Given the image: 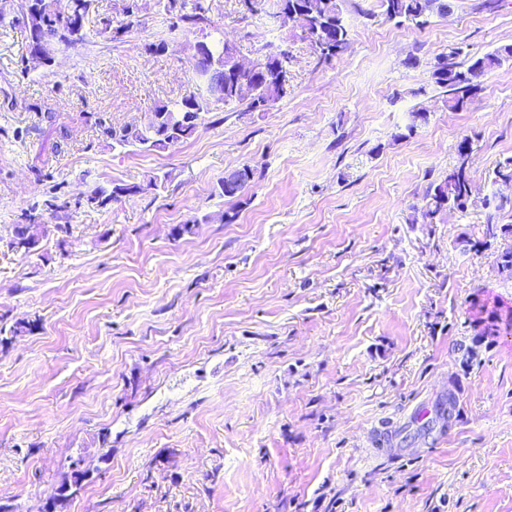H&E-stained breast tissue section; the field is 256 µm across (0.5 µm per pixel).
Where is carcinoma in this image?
Returning a JSON list of instances; mask_svg holds the SVG:
<instances>
[{"instance_id": "cac0c4a2", "label": "carcinoma", "mask_w": 512, "mask_h": 512, "mask_svg": "<svg viewBox=\"0 0 512 512\" xmlns=\"http://www.w3.org/2000/svg\"><path fill=\"white\" fill-rule=\"evenodd\" d=\"M59 0H14L13 20L22 24L26 34V54L22 58L23 71L48 70L55 66L60 47H75L87 41L86 27L90 14L95 12L96 0H73L69 13L58 10ZM344 0H283V17L280 24L293 22L300 30V38L315 46L318 61L330 62L344 53L350 44L349 31L343 16ZM157 11L164 16L167 31L204 30L212 26L210 0H155ZM384 15L389 20H411L417 26L428 23L431 14L448 13L447 0H382ZM142 10L139 0H121L120 14L123 20L112 27V19H100V27L94 35L111 40L140 23ZM258 52L270 58L267 68L257 72L238 69L232 61L238 53L236 46L227 42H208L202 62L195 70L197 88L175 101H157L150 108L151 119L138 131L127 126H114L112 121L99 115L95 125L104 140L112 148L132 147L142 152L169 149L190 139L198 130L192 122L191 113L211 112L231 105H244L248 112H267L288 95L285 74L291 62V52L286 44L266 43ZM456 52L451 51L436 59L431 78L444 90L445 103L452 112L468 108L480 90V78L486 73L512 61V45H507L481 56H473L464 62L455 61ZM224 80V101L218 105L207 94V84L214 78ZM412 122L406 132L395 135L403 140L414 134L417 126L428 121V110L419 107L411 112ZM162 187V181L151 176L144 183H114L110 187L95 185L75 202L54 193L47 201L51 214L63 219L70 218L76 208L105 209L127 196L154 192ZM472 197L470 169L462 162L446 176L430 183L424 197L422 218L425 224H437L443 214L451 209H463ZM39 216L24 212L20 221L13 225L10 246L19 253L28 254L27 245L36 237ZM512 332V312L503 319L484 325L483 336H496Z\"/></svg>"}]
</instances>
